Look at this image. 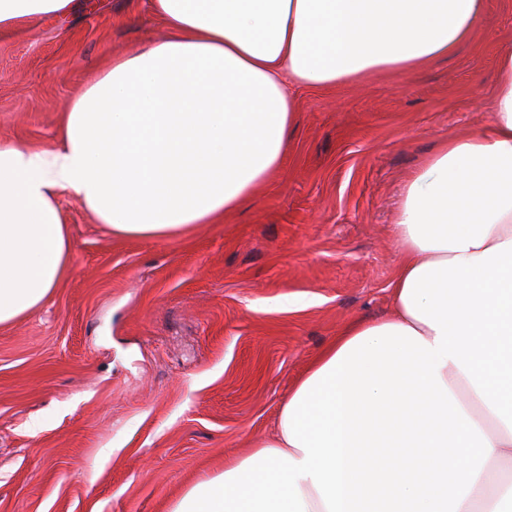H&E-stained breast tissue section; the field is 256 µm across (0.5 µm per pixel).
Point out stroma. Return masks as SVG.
I'll return each mask as SVG.
<instances>
[{
  "mask_svg": "<svg viewBox=\"0 0 512 512\" xmlns=\"http://www.w3.org/2000/svg\"><path fill=\"white\" fill-rule=\"evenodd\" d=\"M166 34L149 0H71L0 35V139L55 142L66 104ZM512 0L426 68L301 90L280 170L171 239L59 203L67 276L0 327V512H172L248 455L339 330L390 315L395 211L448 136L487 123Z\"/></svg>",
  "mask_w": 512,
  "mask_h": 512,
  "instance_id": "obj_1",
  "label": "stroma"
}]
</instances>
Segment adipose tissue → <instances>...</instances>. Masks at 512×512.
Wrapping results in <instances>:
<instances>
[{
	"label": "adipose tissue",
	"instance_id": "ef3b65f1",
	"mask_svg": "<svg viewBox=\"0 0 512 512\" xmlns=\"http://www.w3.org/2000/svg\"><path fill=\"white\" fill-rule=\"evenodd\" d=\"M71 0H0V34ZM168 30L64 109L53 145L0 140V325L63 280L60 193L112 234L172 238L282 166L294 88L401 73L467 41L484 0H150ZM393 314L346 325L274 433L173 512H512V49L487 125L405 183Z\"/></svg>",
	"mask_w": 512,
	"mask_h": 512
}]
</instances>
